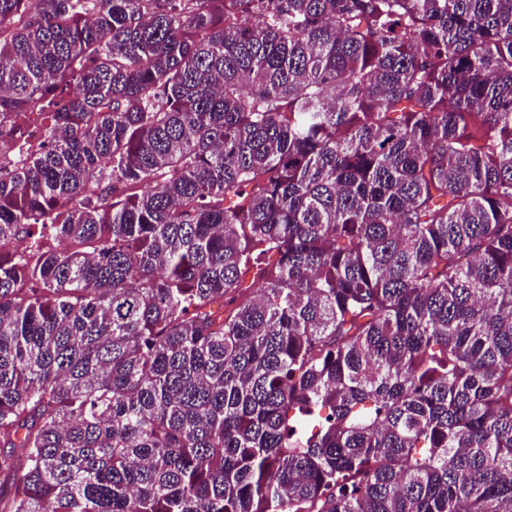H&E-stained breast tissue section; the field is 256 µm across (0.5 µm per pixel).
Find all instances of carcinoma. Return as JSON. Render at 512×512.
<instances>
[{
  "instance_id": "obj_1",
  "label": "carcinoma",
  "mask_w": 512,
  "mask_h": 512,
  "mask_svg": "<svg viewBox=\"0 0 512 512\" xmlns=\"http://www.w3.org/2000/svg\"><path fill=\"white\" fill-rule=\"evenodd\" d=\"M0 512H512V0H0Z\"/></svg>"
}]
</instances>
